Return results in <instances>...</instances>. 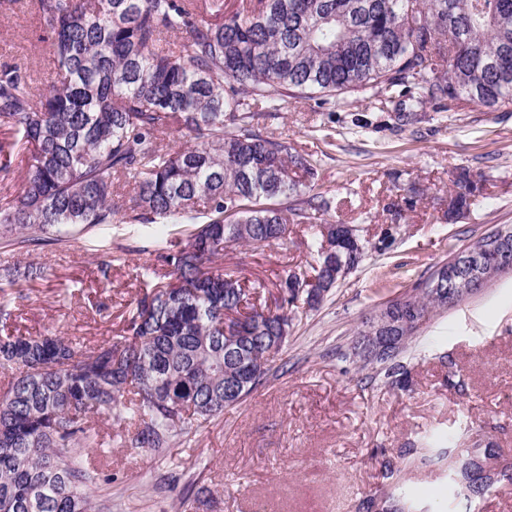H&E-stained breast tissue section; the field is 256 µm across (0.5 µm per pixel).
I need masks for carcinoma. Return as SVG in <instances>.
Instances as JSON below:
<instances>
[{"mask_svg":"<svg viewBox=\"0 0 512 512\" xmlns=\"http://www.w3.org/2000/svg\"><path fill=\"white\" fill-rule=\"evenodd\" d=\"M56 77L33 86L26 67L0 69V172L27 150L17 196L0 207V238L61 241L71 229L110 224L115 214L178 226L186 245L168 254L166 283L135 301L118 341L84 351L54 332L0 337V366L15 373L0 390V512H108L94 499L112 444L160 451L195 425L242 403L273 370L288 342V308L318 305L342 268L364 260L326 251L330 206L291 177L317 174L311 157L264 134L263 110L284 98L318 95L319 105L367 93L400 121L434 102L464 98L490 111L512 109V0H36ZM186 132L178 148L160 135ZM132 186L114 191L118 181ZM474 184L459 175L448 210L467 206ZM206 221L184 227L192 213ZM306 224L315 265L286 272L275 309L259 308L238 280L209 264L228 245L262 247ZM487 233L450 250L454 298L431 288L435 275L374 309L401 302L427 317L478 288L466 257L493 243ZM318 283L315 299L306 289ZM243 340L247 388L226 335ZM407 343L377 361L356 348L360 367L408 386ZM116 422L104 430L98 418ZM483 463L461 467L463 492L479 505L492 484ZM382 512H413L396 491H374Z\"/></svg>","mask_w":512,"mask_h":512,"instance_id":"cac0c4a2","label":"carcinoma"}]
</instances>
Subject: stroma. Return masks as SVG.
<instances>
[{
    "label": "stroma",
    "mask_w": 512,
    "mask_h": 512,
    "mask_svg": "<svg viewBox=\"0 0 512 512\" xmlns=\"http://www.w3.org/2000/svg\"><path fill=\"white\" fill-rule=\"evenodd\" d=\"M34 0H0V66L27 65L52 78ZM265 133L318 161L314 190L328 219L356 226L370 248L317 308L288 310L290 335L274 373L245 402L203 422L171 448L116 447L112 481L95 496L112 512H356L368 491H411L431 512L462 457L493 448L512 463V271L436 313L402 359L410 386L389 387L348 357L373 309L426 279L494 227L512 225V112L473 103L445 112L427 105L397 125L367 94L328 105L289 99ZM469 172L476 190L449 214L453 181ZM392 241L380 247L384 232ZM172 225L116 215L66 241H0V336L58 331L84 346L118 338L134 299L156 288ZM295 224L286 244L230 245L215 269L268 300L285 270L312 264ZM433 433H452L442 461L425 460Z\"/></svg>",
    "instance_id": "1"
}]
</instances>
